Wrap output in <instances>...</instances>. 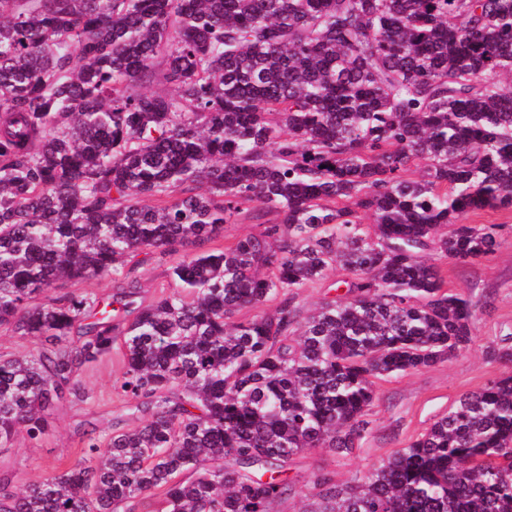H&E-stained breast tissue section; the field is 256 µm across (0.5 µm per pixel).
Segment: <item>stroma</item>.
<instances>
[{"instance_id": "obj_1", "label": "stroma", "mask_w": 512, "mask_h": 512, "mask_svg": "<svg viewBox=\"0 0 512 512\" xmlns=\"http://www.w3.org/2000/svg\"><path fill=\"white\" fill-rule=\"evenodd\" d=\"M469 224L503 225L497 252L467 264L441 261L448 289L463 294L474 306L473 342L449 361L403 376L378 381L377 399L369 413L370 430L351 455L316 448L296 456L288 476L295 495L278 503L274 512H304L314 475L329 473L337 484L352 483L376 462L425 432L447 414L459 398L488 380L512 375V362L500 360L499 351L512 348V210L485 209L468 213ZM178 255H146L131 267L129 278L139 290L137 300L148 304L170 291L174 282L170 269ZM124 372L123 353L113 347L110 354L82 369L83 397L62 402L50 418V428L40 441L18 435L13 448L0 454V473L23 488L35 478H44L76 464L81 457L78 429L90 422L108 430L117 419L126 418L127 404L115 387Z\"/></svg>"}]
</instances>
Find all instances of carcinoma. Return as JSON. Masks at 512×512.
I'll return each mask as SVG.
<instances>
[{"label": "carcinoma", "mask_w": 512, "mask_h": 512, "mask_svg": "<svg viewBox=\"0 0 512 512\" xmlns=\"http://www.w3.org/2000/svg\"><path fill=\"white\" fill-rule=\"evenodd\" d=\"M511 72L512 0H0V330L42 342L0 356V453L118 342L144 418L83 431L74 466L18 492L0 477V512H272L295 456L352 453L376 381L472 343L432 256L501 245L461 220L512 209ZM244 213L259 233L198 250ZM180 251L152 304L46 296ZM335 268L345 293L301 316ZM309 494L307 512H512V376ZM343 273V271H333L325 281L310 283L306 288H302L298 301L303 311L310 313L325 295L333 296L342 293L341 288L335 291L334 289L329 290V286L337 279L342 278Z\"/></svg>", "instance_id": "obj_1"}]
</instances>
